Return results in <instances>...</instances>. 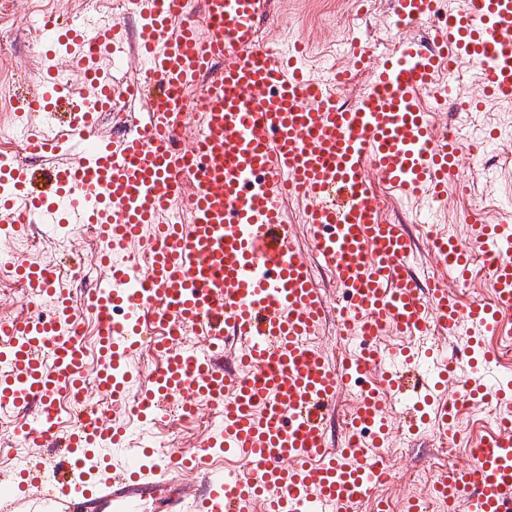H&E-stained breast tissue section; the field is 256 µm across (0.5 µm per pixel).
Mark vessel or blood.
Segmentation results:
<instances>
[{"instance_id": "1", "label": "vessel or blood", "mask_w": 512, "mask_h": 512, "mask_svg": "<svg viewBox=\"0 0 512 512\" xmlns=\"http://www.w3.org/2000/svg\"><path fill=\"white\" fill-rule=\"evenodd\" d=\"M268 0H127L145 11L137 43L122 22L93 29L47 15L33 30L43 60L35 89L17 109L20 154L0 157V237L41 226L94 225L105 276L75 296L58 267L25 258L0 263L32 302L51 303L49 317L0 318V409L24 414L13 429L23 442L60 450L30 485L53 490L59 512H79L69 492L84 474L85 449L123 445L106 404L135 420L171 419L212 403L224 417L205 447L175 452L179 466L208 474L211 451L248 463L228 471L220 491H206L201 512H391L376 495L391 478L382 448L389 407L409 406L410 432L451 430L459 403H489L503 422L472 448L471 463L438 473L432 492L460 512H512V376L495 375L484 337L502 335L512 312V225L471 219L469 243L435 234L437 261L466 279L486 255L491 301L462 302L443 282H422L408 260L415 242L383 215L375 183L403 197L445 200L460 179L458 139L432 124L419 101L437 75L461 62L478 64L484 97L512 96V0H473L448 12L432 41L399 39L370 72L358 103L337 105L328 82L301 63L303 43L280 58L259 40ZM437 0H393L391 23L428 17ZM144 68L118 87L108 63L127 54ZM200 86V122L189 123L186 91ZM112 112L115 133L100 115ZM50 158L34 170V158ZM307 203L311 255H303L283 207L289 195ZM189 219L170 224L174 204ZM149 241L138 267L122 253ZM320 257L341 290L329 307L311 256ZM85 313L96 323L97 389L106 404L68 411V391L87 366L85 339L67 324ZM335 317L358 345L333 364L312 340ZM204 352L181 349L187 334ZM403 338L397 348L383 337ZM463 337L440 363L435 334ZM162 358L140 394L128 399V361L143 347ZM354 392L341 445L329 428L341 393ZM97 512H124L143 496L139 457Z\"/></svg>"}]
</instances>
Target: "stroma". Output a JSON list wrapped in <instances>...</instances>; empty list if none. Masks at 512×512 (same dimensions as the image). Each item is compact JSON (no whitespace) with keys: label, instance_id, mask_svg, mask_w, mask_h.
Masks as SVG:
<instances>
[{"label":"stroma","instance_id":"obj_1","mask_svg":"<svg viewBox=\"0 0 512 512\" xmlns=\"http://www.w3.org/2000/svg\"><path fill=\"white\" fill-rule=\"evenodd\" d=\"M391 2L367 0L365 12L360 15L351 0H270L269 12L260 24V36L279 54L287 52L292 40L304 38L310 45L309 68L316 78L326 80L330 77L329 64L342 54L346 40L359 39L370 55L376 57L396 39V30L387 25ZM81 3L82 0H0V38L8 39L13 45L9 78L24 89L33 88L40 72L33 22L51 13H77ZM452 81L457 95L449 100L447 111L436 115L435 122L440 127L453 124L461 133V173L470 183L472 198L448 196L435 209L432 223L426 225L421 221L427 209L425 200L403 199L390 194L383 185L375 187L385 203V217L392 223L405 225L420 241L421 247L411 258L410 265L425 282L445 273L444 267L424 245L428 231H441L463 241L467 238L469 214L480 212L495 219L512 208V167H502L497 160L503 151L501 142H494L486 152L475 151L487 127H495L504 134L512 133V99H498L483 111L470 112L464 103L479 92L476 68L464 66ZM43 251L56 253L64 266L71 267L87 258L90 245L82 226L78 225L53 240H40L38 251L30 255L31 260H38ZM392 413L394 428L384 454L395 475L403 478L415 474L434 476V462L444 443L433 432L418 436L409 433L400 408H393ZM196 416V421L177 426L129 423V446L148 443L158 448V455L145 462L147 479L158 488L167 489L170 498L160 504L152 498L138 500L130 503L126 512H200L197 505L202 489L200 479L162 455L167 448L200 447L212 435L208 406H199ZM16 418L13 412L0 415V512H54L46 491L34 489L23 493L18 489L21 472L34 467L49 451L35 443L24 447L13 441L10 430ZM125 467L123 449L112 447L92 452L85 462L84 482L72 487V495L81 497L83 490L89 487L107 492Z\"/></svg>","mask_w":512,"mask_h":512}]
</instances>
